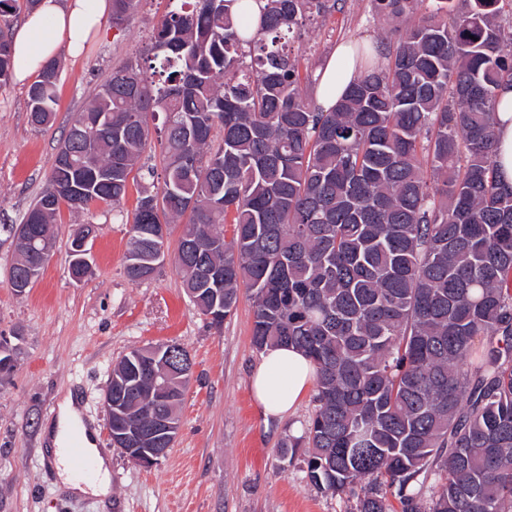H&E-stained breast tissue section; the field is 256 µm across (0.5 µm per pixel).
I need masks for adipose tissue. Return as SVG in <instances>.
Instances as JSON below:
<instances>
[{"label": "adipose tissue", "mask_w": 512, "mask_h": 512, "mask_svg": "<svg viewBox=\"0 0 512 512\" xmlns=\"http://www.w3.org/2000/svg\"><path fill=\"white\" fill-rule=\"evenodd\" d=\"M112 9L110 0H39L12 37L15 79L23 83L39 75L61 49L81 51ZM356 48L338 44L329 55L314 92L317 111H332L357 77ZM313 382V369L295 348L266 350L251 374L252 392L264 415L282 417L301 400ZM77 431L88 452H95L97 433L85 426L76 401L65 395L56 422L46 427L47 452L58 457L67 434Z\"/></svg>", "instance_id": "obj_1"}]
</instances>
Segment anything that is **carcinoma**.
I'll return each mask as SVG.
<instances>
[{
    "instance_id": "obj_1",
    "label": "carcinoma",
    "mask_w": 512,
    "mask_h": 512,
    "mask_svg": "<svg viewBox=\"0 0 512 512\" xmlns=\"http://www.w3.org/2000/svg\"><path fill=\"white\" fill-rule=\"evenodd\" d=\"M139 0H112L122 25ZM172 0L151 51L103 79L55 155L38 249L54 251L63 203L120 207L157 137L162 184L140 191L125 254L135 283L160 272L162 226L180 223L183 288L221 330L251 292L252 343L291 345L315 373L314 413L285 438L304 446L322 494L355 512H512V186L496 164L499 90L512 85V0H373L394 22L384 61L330 112L302 87L285 42L336 0ZM0 0V86L14 61ZM57 61L27 91L33 126L55 116ZM90 118L87 135L73 130ZM221 144L212 149L215 129ZM15 250L9 276L36 268ZM224 270L207 282L202 267ZM134 349L112 368V424L128 448L156 418L178 427L193 361ZM434 478L431 495L425 481ZM396 489L398 504L387 497Z\"/></svg>"
}]
</instances>
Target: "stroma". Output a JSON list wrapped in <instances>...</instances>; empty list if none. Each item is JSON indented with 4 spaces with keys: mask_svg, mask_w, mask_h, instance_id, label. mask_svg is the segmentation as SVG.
Segmentation results:
<instances>
[{
    "mask_svg": "<svg viewBox=\"0 0 512 512\" xmlns=\"http://www.w3.org/2000/svg\"><path fill=\"white\" fill-rule=\"evenodd\" d=\"M169 0H140L123 25L104 19L79 56L60 52L56 116L45 128L29 121L27 85L0 87V337L13 350L14 371L0 377V512H352L354 499L318 492L307 481L303 452L283 462L276 451L301 435L314 410L312 395L284 418L263 414L250 375L261 353L251 342L252 301L240 291L222 330L211 328L187 298L173 262L141 283L129 281L124 255L132 211L142 187L131 181L121 210L97 202L61 206L57 247L24 295L8 284L14 253L7 229L38 199L58 146L113 69L145 61L154 24ZM391 25L372 0H339L335 12L295 33L291 44L309 75L306 89L337 43L382 45ZM82 224L97 227L93 272L74 282L67 244ZM175 341L194 363L167 458L144 469L111 445L102 404L109 371L132 348ZM78 394L97 446L110 460L108 500L67 494L43 454L44 426L59 397Z\"/></svg>",
    "mask_w": 512,
    "mask_h": 512,
    "instance_id": "1",
    "label": "stroma"
}]
</instances>
